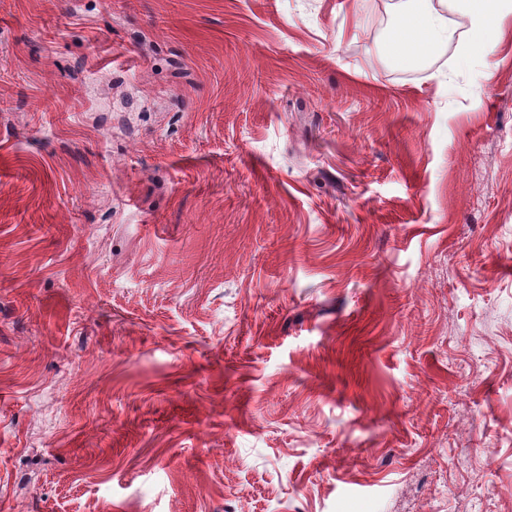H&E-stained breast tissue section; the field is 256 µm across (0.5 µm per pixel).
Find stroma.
<instances>
[{"instance_id": "stroma-1", "label": "stroma", "mask_w": 512, "mask_h": 512, "mask_svg": "<svg viewBox=\"0 0 512 512\" xmlns=\"http://www.w3.org/2000/svg\"><path fill=\"white\" fill-rule=\"evenodd\" d=\"M0 0V512H512V14ZM503 0H401L386 40L385 52L395 63L422 64L462 25L467 38L460 52L491 48L504 20ZM448 7L455 15L448 19Z\"/></svg>"}]
</instances>
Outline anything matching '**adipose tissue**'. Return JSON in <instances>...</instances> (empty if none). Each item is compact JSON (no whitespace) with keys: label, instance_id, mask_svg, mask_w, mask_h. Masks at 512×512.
Here are the masks:
<instances>
[{"label":"adipose tissue","instance_id":"obj_1","mask_svg":"<svg viewBox=\"0 0 512 512\" xmlns=\"http://www.w3.org/2000/svg\"><path fill=\"white\" fill-rule=\"evenodd\" d=\"M503 4L504 0H400L385 52L399 65H420L461 26L467 34L462 53L492 47L501 34Z\"/></svg>","mask_w":512,"mask_h":512}]
</instances>
